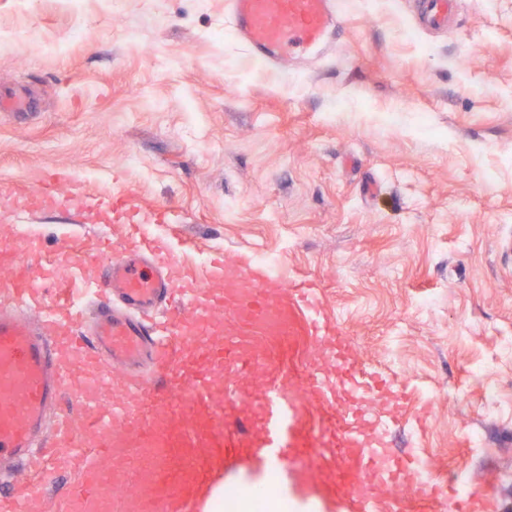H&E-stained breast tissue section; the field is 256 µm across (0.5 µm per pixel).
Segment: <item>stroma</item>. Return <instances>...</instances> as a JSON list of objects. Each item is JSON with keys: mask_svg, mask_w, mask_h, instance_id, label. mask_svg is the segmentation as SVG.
<instances>
[{"mask_svg": "<svg viewBox=\"0 0 512 512\" xmlns=\"http://www.w3.org/2000/svg\"><path fill=\"white\" fill-rule=\"evenodd\" d=\"M148 11L0 0V97L35 100L0 111V244L30 225L14 261L36 268L66 238L129 240L126 224L30 208L29 189L62 173L145 212L172 208L180 261L278 254L319 285L359 361L409 387L394 448L427 458L443 485L467 471L483 512H512V364L489 359L512 336V0H461L440 33L411 30L409 0H356L342 55L295 78L247 69L217 38L224 0ZM79 24L89 37L70 41ZM222 376L243 445L214 482L239 479L265 382Z\"/></svg>", "mask_w": 512, "mask_h": 512, "instance_id": "stroma-1", "label": "stroma"}]
</instances>
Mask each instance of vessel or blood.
I'll return each mask as SVG.
<instances>
[{"instance_id": "obj_1", "label": "vessel or blood", "mask_w": 512, "mask_h": 512, "mask_svg": "<svg viewBox=\"0 0 512 512\" xmlns=\"http://www.w3.org/2000/svg\"><path fill=\"white\" fill-rule=\"evenodd\" d=\"M418 27L448 29L458 0H413ZM351 0H225V29L261 68L278 75L301 72L304 62L328 61L340 52L344 17ZM32 208L55 206L93 213L138 227V239L118 249L80 251L63 247L59 268L70 276L61 287L80 282L75 298L37 306L33 279L9 260L0 261V463L14 467L0 512H28L38 494L36 478H49L60 449H70L79 483L71 512H111L112 460L135 443L145 482L134 495L141 512H184L196 488L207 483L202 449L224 454L235 445L238 418L224 413L214 375L229 365L242 375L269 360L267 351L247 350L248 336L278 344L305 336L322 349L325 364L301 379L272 377L256 399L260 428L252 452L265 465L283 467L305 454L322 463L321 447L334 448L330 478L336 496L315 498L317 512H405L396 498L383 503L379 492L411 482L423 499L438 496L437 482L421 459L388 447L398 425L406 390L385 374L360 367L353 341L323 316L317 289L292 284L283 267L253 260L235 263L216 255L208 276L172 262L175 237L170 211L142 214L119 193L60 195L36 188ZM223 283L206 293L205 284ZM231 313L234 334L217 338L214 320ZM150 361L156 382L125 380L122 397L95 408V397L79 381V365H120L135 369ZM82 413L61 412L47 428L49 410L63 397ZM323 416L311 424L313 406ZM209 412L208 420L197 410Z\"/></svg>"}]
</instances>
